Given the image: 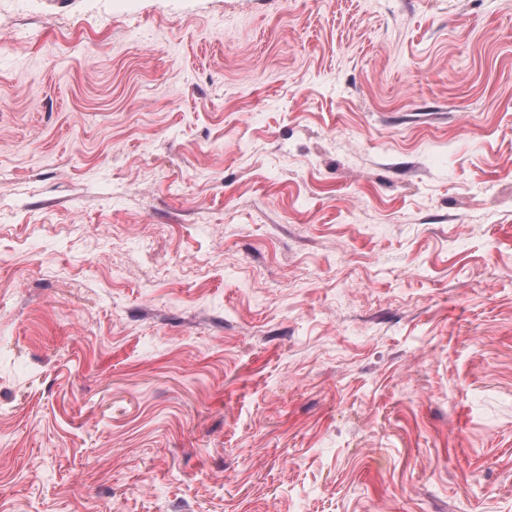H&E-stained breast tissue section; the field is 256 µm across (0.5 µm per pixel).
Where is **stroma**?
<instances>
[{
    "label": "stroma",
    "instance_id": "obj_1",
    "mask_svg": "<svg viewBox=\"0 0 512 512\" xmlns=\"http://www.w3.org/2000/svg\"><path fill=\"white\" fill-rule=\"evenodd\" d=\"M0 512H512V0H0Z\"/></svg>",
    "mask_w": 512,
    "mask_h": 512
}]
</instances>
